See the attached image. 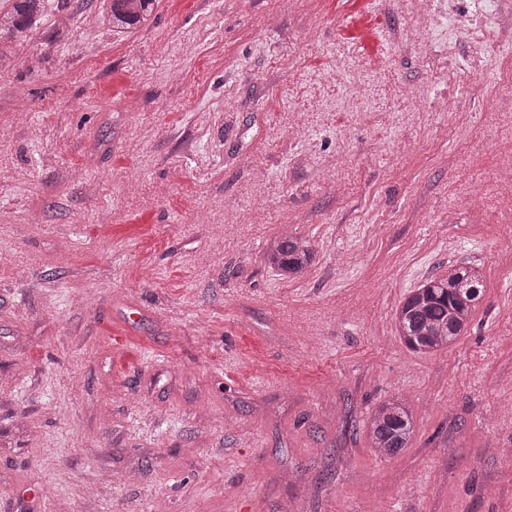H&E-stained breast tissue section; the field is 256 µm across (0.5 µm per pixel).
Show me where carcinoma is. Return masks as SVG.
<instances>
[{
    "mask_svg": "<svg viewBox=\"0 0 512 512\" xmlns=\"http://www.w3.org/2000/svg\"><path fill=\"white\" fill-rule=\"evenodd\" d=\"M154 3L101 0L93 21L120 35L147 20ZM44 8V0H12L9 9L0 8V59L10 46L29 39V31L41 19ZM265 261L271 269L302 275L314 263L315 250L307 240L285 230L266 248ZM484 295L483 274L478 266L448 264V269L422 282L397 308L395 322L400 340L420 354L448 349L468 332ZM415 423L414 410L401 396L393 395L371 412L363 433L375 456L385 460L408 448Z\"/></svg>",
    "mask_w": 512,
    "mask_h": 512,
    "instance_id": "cac0c4a2",
    "label": "carcinoma"
}]
</instances>
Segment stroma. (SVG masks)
<instances>
[{"instance_id":"1","label":"stroma","mask_w":512,"mask_h":512,"mask_svg":"<svg viewBox=\"0 0 512 512\" xmlns=\"http://www.w3.org/2000/svg\"><path fill=\"white\" fill-rule=\"evenodd\" d=\"M434 2L432 63L378 0L356 111L336 0H157L123 38L47 0L0 68V512H512V0L482 54L474 0ZM285 229L305 276L264 263ZM456 260L470 330L410 352L394 314ZM396 393L382 461L357 428ZM414 410L399 395L379 403L364 423L363 433L380 460L397 456L408 448L415 433Z\"/></svg>"}]
</instances>
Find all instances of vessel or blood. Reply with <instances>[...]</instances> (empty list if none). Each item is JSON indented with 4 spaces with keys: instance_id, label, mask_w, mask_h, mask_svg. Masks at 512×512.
Segmentation results:
<instances>
[{
    "instance_id": "1",
    "label": "vessel or blood",
    "mask_w": 512,
    "mask_h": 512,
    "mask_svg": "<svg viewBox=\"0 0 512 512\" xmlns=\"http://www.w3.org/2000/svg\"><path fill=\"white\" fill-rule=\"evenodd\" d=\"M336 39L357 55L381 47L385 37L376 0H336Z\"/></svg>"
}]
</instances>
